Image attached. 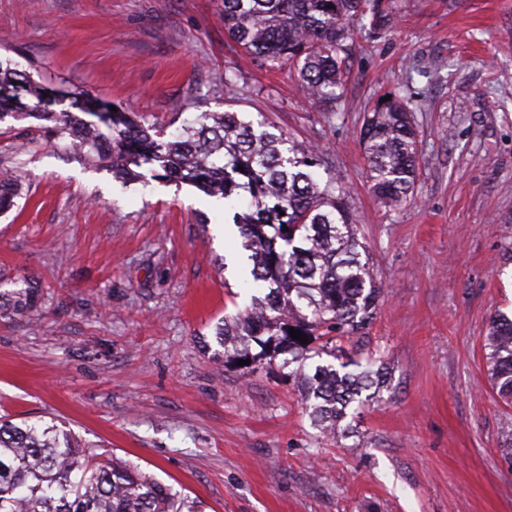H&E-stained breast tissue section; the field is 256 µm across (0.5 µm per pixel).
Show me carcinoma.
<instances>
[{
  "instance_id": "1",
  "label": "carcinoma",
  "mask_w": 512,
  "mask_h": 512,
  "mask_svg": "<svg viewBox=\"0 0 512 512\" xmlns=\"http://www.w3.org/2000/svg\"><path fill=\"white\" fill-rule=\"evenodd\" d=\"M371 16L373 29L392 23L378 0H224V32L246 53L297 73L298 85L314 104L332 112L343 84L349 53V23ZM70 100L96 117L84 120L52 109ZM34 119L53 138L94 165L108 167L125 183L151 177L194 186L233 207L243 247L251 252L249 288L265 290L252 307L224 319L216 338L234 360L256 371L315 355L339 359L344 341L362 334L374 319L383 288L334 180L320 184L316 150L273 123H258L238 112H208L177 134L147 124L132 112L94 100L74 88L57 92L0 59V122ZM360 144L376 198L397 206L414 196L418 170L415 120L405 98L391 94L364 117ZM244 170H238V167ZM22 185L15 167L0 163V213L14 206ZM287 230H282V227ZM31 284L15 291L16 314L36 304ZM294 328L307 343L291 338ZM485 348L490 380L501 399L512 403V317H491ZM297 382L321 433L347 436L342 422L362 392L381 390L386 372L340 373L318 365L299 371ZM0 512H196L188 499L117 458L102 459L64 425L19 424L0 418Z\"/></svg>"
}]
</instances>
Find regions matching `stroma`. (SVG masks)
<instances>
[{
	"instance_id": "obj_1",
	"label": "stroma",
	"mask_w": 512,
	"mask_h": 512,
	"mask_svg": "<svg viewBox=\"0 0 512 512\" xmlns=\"http://www.w3.org/2000/svg\"><path fill=\"white\" fill-rule=\"evenodd\" d=\"M394 21L356 25L337 111L224 37L222 0H0V55L50 87H78L176 131L203 113L262 117L313 145L349 192L385 293L355 372L386 368L321 438L285 369L219 359L215 327L250 306L234 214L186 184L122 183L0 121V159L24 172L0 214V415L66 423L196 500L201 512H512L483 338L512 315V0H380ZM387 92L414 111L415 196L371 194L359 143Z\"/></svg>"
}]
</instances>
